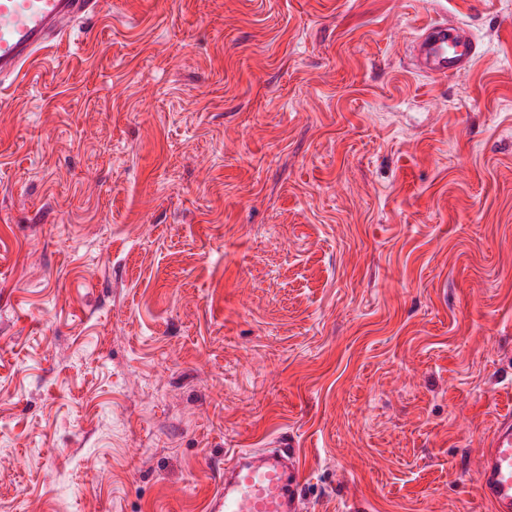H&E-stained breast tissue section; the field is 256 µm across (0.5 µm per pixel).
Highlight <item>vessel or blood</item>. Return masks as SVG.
I'll use <instances>...</instances> for the list:
<instances>
[{
    "label": "vessel or blood",
    "mask_w": 512,
    "mask_h": 512,
    "mask_svg": "<svg viewBox=\"0 0 512 512\" xmlns=\"http://www.w3.org/2000/svg\"><path fill=\"white\" fill-rule=\"evenodd\" d=\"M101 6L102 0H0V87ZM476 56L472 39L447 19L429 23L413 47L416 66L430 76H464ZM475 486L491 512H512V415L499 418L484 442ZM210 512H305L297 449L234 451L224 463L222 489Z\"/></svg>",
    "instance_id": "b4317fda"
}]
</instances>
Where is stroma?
I'll use <instances>...</instances> for the list:
<instances>
[{
  "mask_svg": "<svg viewBox=\"0 0 512 512\" xmlns=\"http://www.w3.org/2000/svg\"><path fill=\"white\" fill-rule=\"evenodd\" d=\"M508 413L512 0H108L0 89V512L288 443L308 512H489ZM418 38L413 47V61L427 76H464L478 54L472 39L451 20L429 23ZM482 447L476 489L492 512H512V415L499 417Z\"/></svg>",
  "mask_w": 512,
  "mask_h": 512,
  "instance_id": "1",
  "label": "stroma"
}]
</instances>
